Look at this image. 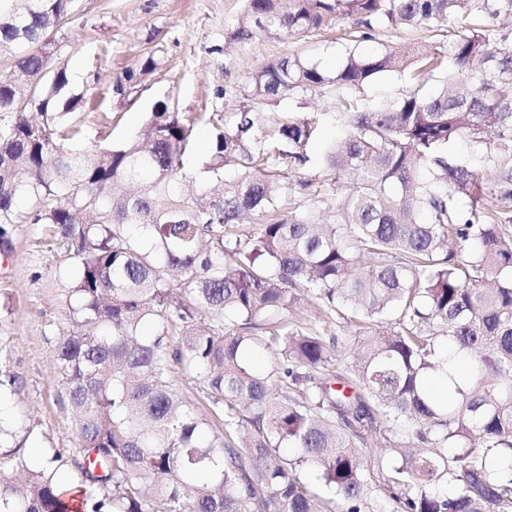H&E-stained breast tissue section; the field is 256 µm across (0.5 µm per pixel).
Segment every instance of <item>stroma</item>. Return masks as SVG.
Returning <instances> with one entry per match:
<instances>
[{
    "mask_svg": "<svg viewBox=\"0 0 512 512\" xmlns=\"http://www.w3.org/2000/svg\"><path fill=\"white\" fill-rule=\"evenodd\" d=\"M246 0H76L57 42L56 64L70 76L85 105L70 119L79 134L73 145L93 149L133 136L154 104L169 101L187 118H229L243 102L252 73L262 65L300 54L326 73L343 61L349 22L303 38L257 36L249 44L229 40ZM157 66L139 83L117 80L147 55ZM436 81L419 84L411 72H386L364 85L359 102L371 108L414 90L431 93ZM333 96L321 88L264 106L257 137L275 122L320 112L322 142L343 138ZM65 250L46 224L17 223L0 236V378L18 376L15 391L0 393V417L13 435L0 444V471L14 455L47 454L78 447L73 413L53 352L68 328L70 278Z\"/></svg>",
    "mask_w": 512,
    "mask_h": 512,
    "instance_id": "stroma-1",
    "label": "stroma"
}]
</instances>
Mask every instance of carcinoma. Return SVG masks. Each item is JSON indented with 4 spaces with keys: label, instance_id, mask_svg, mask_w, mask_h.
<instances>
[{
    "label": "carcinoma",
    "instance_id": "carcinoma-1",
    "mask_svg": "<svg viewBox=\"0 0 512 512\" xmlns=\"http://www.w3.org/2000/svg\"><path fill=\"white\" fill-rule=\"evenodd\" d=\"M74 2L0 0V224H48L67 245L54 362L80 442L68 477L60 451L15 456L0 512H73L67 484L79 512H512V43L497 29L512 0H248L238 44L343 19L356 36L332 76L298 55L260 67L193 191L179 174L196 122L164 100L127 143L65 146L82 98L63 99L66 68L44 62ZM376 26L442 41L365 53ZM407 68L437 93L354 104ZM324 87L349 128L323 147L326 177L353 174L327 222L308 205L326 182L288 180L318 123L259 141L253 109ZM462 137L486 146L493 180L448 154ZM308 301L322 315H297ZM342 325L355 341L340 362ZM250 346L276 368L253 370ZM178 367L202 375L209 417L173 389Z\"/></svg>",
    "mask_w": 512,
    "mask_h": 512
}]
</instances>
